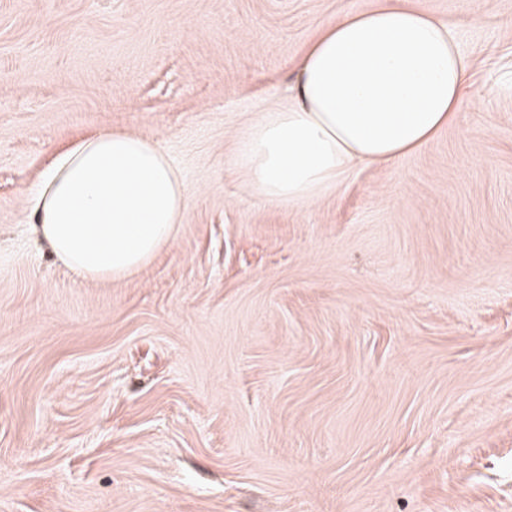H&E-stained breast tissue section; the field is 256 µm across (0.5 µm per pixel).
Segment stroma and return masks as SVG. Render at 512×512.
I'll return each mask as SVG.
<instances>
[{"instance_id":"35a3bbf8","label":"stroma","mask_w":512,"mask_h":512,"mask_svg":"<svg viewBox=\"0 0 512 512\" xmlns=\"http://www.w3.org/2000/svg\"><path fill=\"white\" fill-rule=\"evenodd\" d=\"M419 2L458 24L456 121L282 206L234 132L371 0H0V512H512V0ZM103 129L187 194L84 282L28 192Z\"/></svg>"}]
</instances>
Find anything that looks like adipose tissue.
<instances>
[{
  "label": "adipose tissue",
  "mask_w": 512,
  "mask_h": 512,
  "mask_svg": "<svg viewBox=\"0 0 512 512\" xmlns=\"http://www.w3.org/2000/svg\"><path fill=\"white\" fill-rule=\"evenodd\" d=\"M455 28L414 0L320 23L286 95L235 136L243 184L276 204L314 203L359 167L421 150L461 106ZM186 191L156 144L106 130L58 156L31 197L57 260L100 282L131 276L173 239Z\"/></svg>",
  "instance_id": "ef3b65f1"
}]
</instances>
